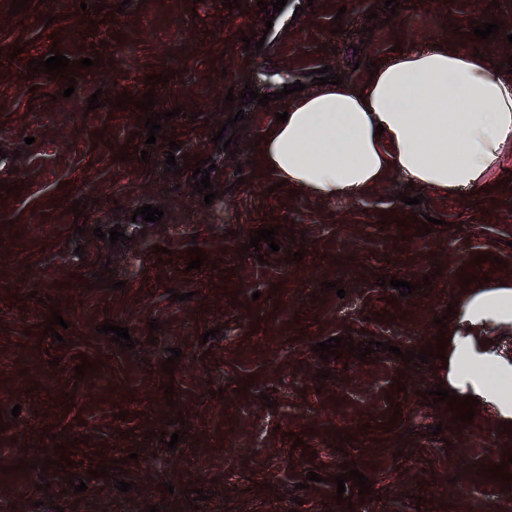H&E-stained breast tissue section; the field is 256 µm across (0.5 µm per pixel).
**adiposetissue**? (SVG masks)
Listing matches in <instances>:
<instances>
[{
  "mask_svg": "<svg viewBox=\"0 0 512 512\" xmlns=\"http://www.w3.org/2000/svg\"><path fill=\"white\" fill-rule=\"evenodd\" d=\"M260 156L279 180L318 199H356L393 174L435 193L469 192L512 161V74L440 38L408 46L361 83L299 95L287 121L267 130ZM500 331H512L511 279L459 300L445 380L506 423L512 356L490 343Z\"/></svg>",
  "mask_w": 512,
  "mask_h": 512,
  "instance_id": "ef3b65f1",
  "label": "adipose tissue"
}]
</instances>
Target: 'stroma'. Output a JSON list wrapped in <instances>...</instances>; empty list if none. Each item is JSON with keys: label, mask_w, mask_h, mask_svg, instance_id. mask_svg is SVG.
<instances>
[{"label": "stroma", "mask_w": 512, "mask_h": 512, "mask_svg": "<svg viewBox=\"0 0 512 512\" xmlns=\"http://www.w3.org/2000/svg\"><path fill=\"white\" fill-rule=\"evenodd\" d=\"M239 2L229 9L222 0H28L13 15L12 0H0V52L14 56L0 66V183L21 189L0 196V512L55 505L64 512L150 505L166 512H512V490L474 471L501 464L512 434L498 432L489 407L452 428V412L421 396L438 386L440 360L416 366L395 355L435 342L437 318L466 290L462 276L512 279V162L482 189L457 197L432 193L405 204L398 193L418 190L395 175L359 199L329 201L276 186L252 149L288 99L245 105L236 155L211 139L229 116L221 107L229 91L309 85L312 70L328 65L358 83L397 44L445 38L508 63L512 0H401L393 17L385 0H287L269 25L257 0ZM85 3L106 4L110 18L84 22ZM370 10L382 26L373 27ZM494 18L502 23L496 39L478 41L471 21ZM338 25L343 33H335ZM255 33L266 36L262 50L245 52L243 36ZM18 43L24 51L17 55ZM54 46L71 60H100L83 69L68 98L64 78L52 81L27 66ZM158 74L164 82L151 84ZM100 88L111 105L89 109ZM149 91L155 112L184 110L162 122L163 135L179 146L175 158L215 161L213 203L193 193L192 168L166 172L170 153L146 144L134 104L113 105L122 94L135 103ZM192 112L200 120H189ZM120 151L126 161L117 160ZM85 196L87 230L78 236L70 208ZM146 204L162 207L161 222L132 221ZM426 214L437 224L422 236L412 220ZM400 218L409 227H397ZM117 225L126 242L92 233ZM274 225L278 252L265 244L242 252L253 230ZM294 232L304 243L291 240ZM194 245L208 256L197 270L186 259ZM79 246L85 256L75 255ZM159 246L172 250V261H160ZM292 250L303 251V260L287 263ZM486 253L495 262L475 263ZM107 267L123 289L93 286L94 273ZM392 275L425 283L424 295L381 287ZM336 280L345 297L328 289ZM175 292L186 301L172 300ZM54 305L69 324L58 340L42 329ZM384 311L388 319L375 321ZM153 320L161 327L152 344ZM104 322L128 328L135 348L120 351L98 333ZM212 328L217 335L207 348L202 336ZM368 332L388 345L373 363L348 353L325 361L314 351L335 336L362 342ZM171 348L182 356L167 374L161 364ZM81 353L96 370L78 380ZM321 369L330 378L317 379ZM167 383L175 391L169 401ZM180 417L187 436L176 450L147 439L151 430L174 433ZM438 424L444 430L436 440ZM298 439L309 455L294 448ZM58 443L71 447V470L54 465L39 475L33 462ZM121 458L130 492L109 477L88 479V471ZM22 461L29 470L19 471ZM346 461L373 488L362 497L346 482L348 506L336 503L333 481ZM311 471L320 481H307ZM70 472L86 480V492L68 491ZM41 481L49 492L38 491ZM168 481L173 492L161 491ZM192 486L212 491V499L190 507L184 491ZM297 497L302 505H294Z\"/></svg>", "instance_id": "35a3bbf8"}]
</instances>
